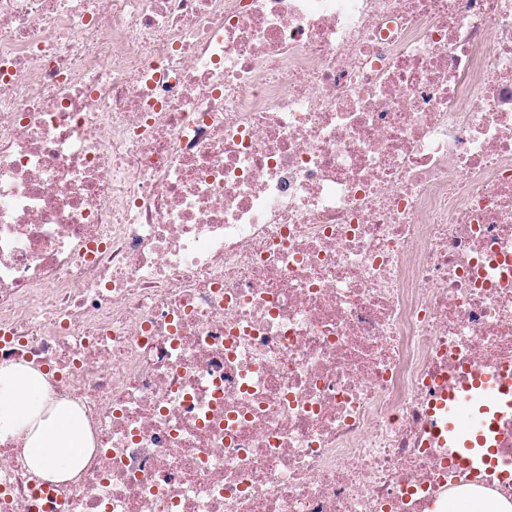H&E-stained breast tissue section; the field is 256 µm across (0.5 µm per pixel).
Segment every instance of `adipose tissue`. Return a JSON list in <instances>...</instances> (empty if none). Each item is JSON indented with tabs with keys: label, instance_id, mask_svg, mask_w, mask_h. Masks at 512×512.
Here are the masks:
<instances>
[{
	"label": "adipose tissue",
	"instance_id": "1",
	"mask_svg": "<svg viewBox=\"0 0 512 512\" xmlns=\"http://www.w3.org/2000/svg\"><path fill=\"white\" fill-rule=\"evenodd\" d=\"M0 437L17 441L29 469L53 482L75 480L93 457L81 406L56 399L47 375L25 362L0 364ZM441 512H512V503L483 491L451 493Z\"/></svg>",
	"mask_w": 512,
	"mask_h": 512
}]
</instances>
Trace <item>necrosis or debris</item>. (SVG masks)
<instances>
[{
    "label": "necrosis or debris",
    "instance_id": "obj_1",
    "mask_svg": "<svg viewBox=\"0 0 512 512\" xmlns=\"http://www.w3.org/2000/svg\"><path fill=\"white\" fill-rule=\"evenodd\" d=\"M0 336L88 419L61 512H435L432 399L512 363V0H0Z\"/></svg>",
    "mask_w": 512,
    "mask_h": 512
}]
</instances>
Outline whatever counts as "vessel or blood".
<instances>
[{
    "mask_svg": "<svg viewBox=\"0 0 512 512\" xmlns=\"http://www.w3.org/2000/svg\"><path fill=\"white\" fill-rule=\"evenodd\" d=\"M512 419V367L473 369L442 390L429 408L433 441L473 475L512 474L496 448L501 422Z\"/></svg>",
    "mask_w": 512,
    "mask_h": 512,
    "instance_id": "b4317fda",
    "label": "vessel or blood"
}]
</instances>
